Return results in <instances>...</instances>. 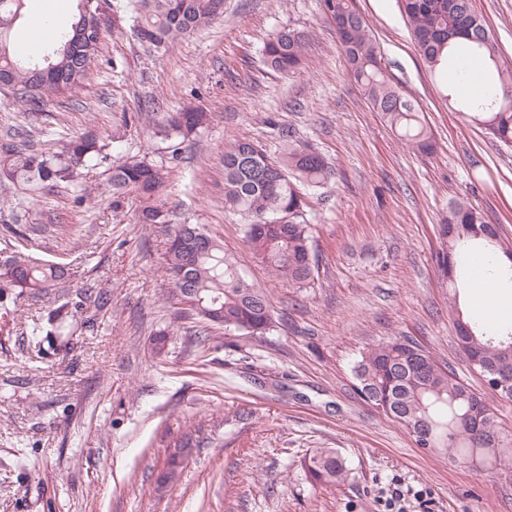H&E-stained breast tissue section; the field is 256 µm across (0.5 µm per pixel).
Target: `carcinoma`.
<instances>
[{
    "mask_svg": "<svg viewBox=\"0 0 512 512\" xmlns=\"http://www.w3.org/2000/svg\"><path fill=\"white\" fill-rule=\"evenodd\" d=\"M400 6L410 26L416 51L436 70L447 61H462L484 69L485 92L460 103L464 117L481 126L502 143L512 144V64L498 51L491 32L476 13L472 0H402ZM134 17L133 35L155 49L209 27L224 13V0H127ZM336 26L348 67L363 95L375 111L402 133L406 143L422 152L434 149L432 136L415 106L390 82L382 67L378 47L364 18L351 0H323ZM25 0H0V91L18 102L38 106L58 94L72 93L84 85L98 57L103 35L102 14L86 10L78 0L72 18L58 26L56 39L37 53L20 47L18 21ZM307 38L295 30L274 34L264 45L265 63L282 75L295 72L304 57ZM208 121L206 112L187 108L165 116L163 133L170 139L171 160L182 154V144L196 138ZM32 135H20L0 144V190L19 187L26 196L11 200L13 223L4 224L16 244L0 259V313L10 315L18 296L54 295L59 305L47 325H34L30 335L54 349H70L74 330L94 333L108 298L85 290L74 302L59 293L68 274L66 265L44 261L26 253L28 237L16 228L29 216L34 196L48 187L74 186L82 171L107 159L106 145L87 132L62 143L59 150L39 147ZM224 206L246 221L244 233L255 259L290 288H304L313 281L310 238L304 201L298 185L319 187L332 178V170L318 152L289 146L279 159L246 139H232L224 146ZM164 165L132 156L112 167L101 194L116 206L134 193L142 202L143 224L171 223ZM484 223L475 208L463 201L449 207L440 225L443 248L436 255L438 268L454 263L452 282L460 275L463 259L481 247L505 256L502 250L474 232L458 230L448 236L452 224ZM165 274L171 284L166 302L179 319L198 323L199 342L212 339L224 327L246 336H263L275 326L274 310L266 291L247 282L237 271L234 258L199 224H175L168 232ZM454 319H463L471 334L457 337L460 351L481 357L483 372L493 396L512 401L494 385L492 369L512 371V333L486 331L463 317L456 297L449 299ZM354 386L372 406L385 404L381 416L400 426L416 447L436 455L454 451L464 461L483 452L512 461V440L507 438L485 396L465 386L456 375L441 367L429 351L401 337L380 340L368 347L353 367ZM189 455H172L160 475L162 484L178 481ZM314 484L337 483L346 477L345 459L333 449L321 448L305 463Z\"/></svg>",
    "mask_w": 512,
    "mask_h": 512,
    "instance_id": "cac0c4a2",
    "label": "carcinoma"
}]
</instances>
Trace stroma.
Listing matches in <instances>:
<instances>
[{"label":"stroma","mask_w":512,"mask_h":512,"mask_svg":"<svg viewBox=\"0 0 512 512\" xmlns=\"http://www.w3.org/2000/svg\"><path fill=\"white\" fill-rule=\"evenodd\" d=\"M125 0H106L101 61L84 87L33 109L0 94V139L32 132L60 146L94 130L112 165L138 155L166 161L150 111L195 106L210 122L169 167L176 224H199L264 288L276 326L260 337L221 331L198 344L175 320L161 267L167 236L140 223V201L84 209L67 189L32 206L39 224H68L69 241L33 235L38 253L67 263L68 293L92 285L109 303L94 335L38 356L33 338L0 335V512H512V473L416 448L355 391L352 367L379 339L402 336L477 392L482 376L456 348L449 281L435 255L439 226L461 200L512 241V146L491 139L446 99L414 49L398 0H353L382 65L421 109L435 142L409 147L364 98L321 0H225L207 29L156 51L132 33ZM503 58L512 62V0H474ZM283 29L306 32L301 68L270 70L262 49ZM141 114L123 126V114ZM233 138L271 157L288 145L320 153L334 174L305 188L314 280L277 283L256 261L242 219L224 206V145ZM171 328L168 354L151 339ZM195 448L179 482L159 489L166 458L184 438ZM346 460L344 481L312 484L303 463L316 449Z\"/></svg>","instance_id":"obj_1"}]
</instances>
